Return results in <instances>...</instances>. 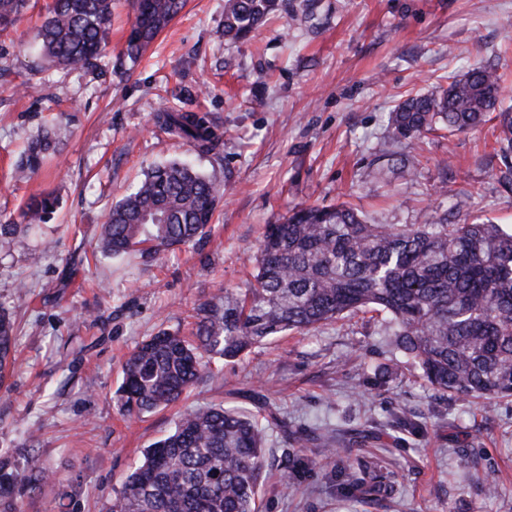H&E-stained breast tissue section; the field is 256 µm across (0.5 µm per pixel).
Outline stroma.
<instances>
[{
  "label": "stroma",
  "instance_id": "35a3bbf8",
  "mask_svg": "<svg viewBox=\"0 0 512 512\" xmlns=\"http://www.w3.org/2000/svg\"><path fill=\"white\" fill-rule=\"evenodd\" d=\"M31 0L0 34V224L31 196L60 206L33 232L0 239V307L17 320L16 364L0 386V454L38 456L48 480L20 512H110L142 452L187 409L208 404L265 419L268 478L261 512H512V398L453 400L428 387L393 345L381 312H360L301 335L282 333L220 363L181 402L126 419L115 402L121 367L158 331L190 335L191 314L248 287L267 225L296 205L347 201L371 224L489 220L512 228V187L492 124L444 138L392 141L388 114L407 95L476 64L512 91V0H288L237 43L225 42L224 0H188L139 61L122 55L134 15L115 0L112 43L96 72L46 68ZM206 88L194 108L222 136L195 153L156 115L181 89ZM67 129L42 169L15 162L44 126ZM417 159L404 176L400 157ZM190 161L224 183L209 235L160 259L95 253L99 227L152 166ZM415 428L397 425L400 414ZM340 432L333 464L293 447L287 430ZM376 464L390 495L343 494L346 474ZM501 487L488 495L485 477Z\"/></svg>",
  "mask_w": 512,
  "mask_h": 512
}]
</instances>
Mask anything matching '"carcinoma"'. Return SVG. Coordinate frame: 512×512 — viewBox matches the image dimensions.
Returning <instances> with one entry per match:
<instances>
[{"label":"carcinoma","instance_id":"1","mask_svg":"<svg viewBox=\"0 0 512 512\" xmlns=\"http://www.w3.org/2000/svg\"><path fill=\"white\" fill-rule=\"evenodd\" d=\"M30 0H0V32L28 10ZM114 0H51L35 34L40 54L67 70H93L111 43ZM135 21L124 51L133 61L185 6V0H129ZM279 8L278 0H224V39L238 42ZM157 123L208 154L219 144L204 115L171 107ZM499 151L512 154V106L501 76L475 65L448 75L425 93L408 96L389 113L394 141L438 130L465 132L490 120ZM61 141L52 125L35 135L16 162L35 174ZM224 184L171 161L149 171L117 201L102 224L108 256L132 251L158 256L207 235ZM59 206L46 195L22 211V223L0 224V237L26 232ZM390 316L396 347L423 381L459 400L512 397V233L488 223L370 224L346 201L294 207L268 225L243 293L224 292L195 308L194 338L161 331L142 342L122 368L118 406L140 415L179 401L212 373L211 359L233 361L284 332L308 333L357 311ZM15 363V321L0 308V385ZM265 427L258 418L222 405L183 413L174 430L154 442L126 477L111 512H259L267 467ZM46 479L30 456L21 467L0 456V512ZM348 490L377 496V481L353 478Z\"/></svg>","mask_w":512,"mask_h":512}]
</instances>
